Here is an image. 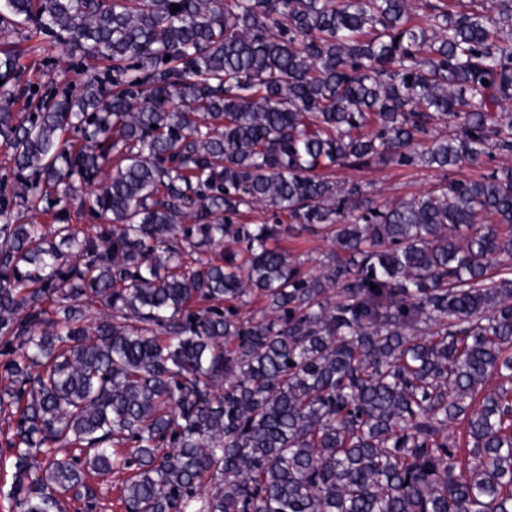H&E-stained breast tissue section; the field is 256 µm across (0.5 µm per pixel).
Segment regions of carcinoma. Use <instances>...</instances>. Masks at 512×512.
<instances>
[{"mask_svg": "<svg viewBox=\"0 0 512 512\" xmlns=\"http://www.w3.org/2000/svg\"><path fill=\"white\" fill-rule=\"evenodd\" d=\"M0 22L107 65L23 116L0 45L17 512L92 507L88 478L130 468L127 512H512V0H0ZM495 157L382 206L326 174ZM107 170L81 239L73 181ZM256 209L335 255L302 272L279 225L232 221ZM74 205L75 208L71 209V224H74L76 229L79 231V237L92 236L96 233L97 225L102 223V220L98 218L93 212L85 208L82 211H77V201Z\"/></svg>", "mask_w": 512, "mask_h": 512, "instance_id": "carcinoma-1", "label": "carcinoma"}]
</instances>
